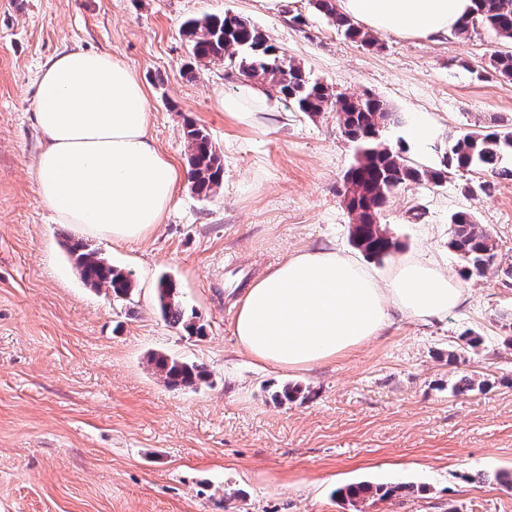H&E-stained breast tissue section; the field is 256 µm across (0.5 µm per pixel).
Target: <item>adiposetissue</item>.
Wrapping results in <instances>:
<instances>
[{
    "label": "adipose tissue",
    "mask_w": 512,
    "mask_h": 512,
    "mask_svg": "<svg viewBox=\"0 0 512 512\" xmlns=\"http://www.w3.org/2000/svg\"><path fill=\"white\" fill-rule=\"evenodd\" d=\"M369 28L442 37L472 0H339ZM224 113L245 126L275 113L250 83L225 96ZM35 123L38 193L59 223L115 241L146 239L163 219L180 178L148 135L151 112L134 73L109 53L72 50L45 65ZM456 272L430 259L400 262L377 284L354 258L327 248L286 256L240 299L233 333L256 361L302 369L336 360L382 336L394 317L440 321L462 303Z\"/></svg>",
    "instance_id": "obj_1"
}]
</instances>
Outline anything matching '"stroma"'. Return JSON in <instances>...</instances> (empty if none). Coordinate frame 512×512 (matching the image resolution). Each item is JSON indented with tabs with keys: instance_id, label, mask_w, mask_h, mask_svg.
Returning a JSON list of instances; mask_svg holds the SVG:
<instances>
[{
	"instance_id": "obj_1",
	"label": "stroma",
	"mask_w": 512,
	"mask_h": 512,
	"mask_svg": "<svg viewBox=\"0 0 512 512\" xmlns=\"http://www.w3.org/2000/svg\"><path fill=\"white\" fill-rule=\"evenodd\" d=\"M233 13L338 94L370 91L402 122L384 129L417 164L491 119L512 125V81L489 65L504 49L485 27L440 39L379 34L346 39L309 0H0V512H512V182L469 194L479 173L441 185L407 183L379 214L400 243L379 277L404 258L463 262L449 248L450 216L471 213L498 241L492 268L462 279L447 319L395 318L377 340L336 361L279 371L240 351L239 298L290 252H352L343 175L354 154L336 115L286 105L255 126L226 117L239 80L223 63L196 64L183 33L192 18ZM108 52L148 97L154 143L180 169L162 224L140 242L83 237L57 223L37 192L43 136L34 119L41 72L59 53ZM430 127L417 142L416 119ZM205 128L224 180L198 194L188 176L187 123ZM86 240L129 272L132 295L113 300L81 279L69 244ZM175 284L203 336L171 326L156 298ZM484 343L452 363L462 334ZM153 354L203 365L207 384L166 386ZM483 390L453 394L464 372ZM299 384L303 398L273 394ZM362 481L416 493L374 503L340 499Z\"/></svg>"
}]
</instances>
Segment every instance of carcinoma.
Segmentation results:
<instances>
[{
  "instance_id": "1",
  "label": "carcinoma",
  "mask_w": 512,
  "mask_h": 512,
  "mask_svg": "<svg viewBox=\"0 0 512 512\" xmlns=\"http://www.w3.org/2000/svg\"><path fill=\"white\" fill-rule=\"evenodd\" d=\"M310 2L346 38L365 47L378 46L379 40L373 33L337 10L336 0ZM473 4L470 15L456 29L457 34H466L470 27L481 24L493 29L503 40L512 42V0H473ZM185 34L197 63L222 61L225 76L245 77L309 117L336 108V122L355 148L354 161L344 176V186L366 195L368 201L367 205L360 206L359 222L352 228L351 242L369 259L381 261L399 248V242L377 224L376 219L389 195L400 185L426 182L438 186L450 169H477L496 179L512 181V165L505 164L506 157L512 156L511 128L459 134L444 148L441 167L418 165L408 157L406 144L391 147L382 140L386 125L398 120L383 100L370 92L351 97L334 94L304 65L287 57L249 20L229 13L192 19L185 24ZM490 65L500 77L512 80V50L494 53ZM185 139L191 182L197 193L207 196L223 182L222 156L204 128L187 124ZM450 224L448 247L464 262V274L484 275L493 264L498 242L480 228L468 212L454 213ZM68 251L87 284L104 287L117 299L132 294L130 273L105 263L86 243L76 241L68 246ZM157 297L163 318L172 326L198 336L203 334V328L187 316L173 283L160 279ZM461 341L458 350L448 353V360L454 362L471 351L476 352L483 343L481 336L469 333L462 336ZM149 364L174 389L195 388L208 379L204 367L167 355L154 354ZM483 386L484 382L464 374L455 381L452 390L465 394ZM406 489V485L384 487L360 482L340 488L336 494L354 500L381 501Z\"/></svg>"
}]
</instances>
